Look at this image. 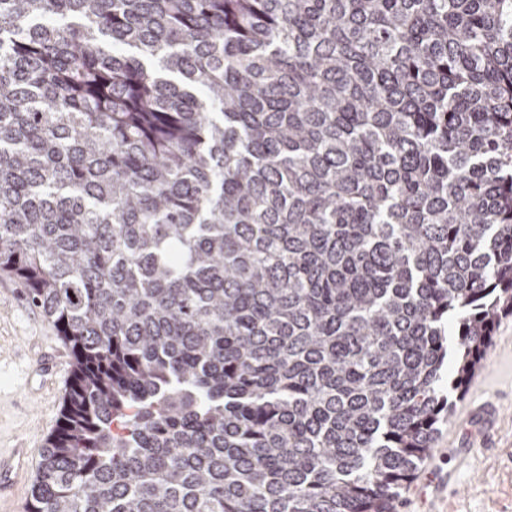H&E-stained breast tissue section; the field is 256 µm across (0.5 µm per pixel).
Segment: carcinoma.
I'll use <instances>...</instances> for the list:
<instances>
[{
    "mask_svg": "<svg viewBox=\"0 0 512 512\" xmlns=\"http://www.w3.org/2000/svg\"><path fill=\"white\" fill-rule=\"evenodd\" d=\"M0 272L27 512H396L512 313V0H0ZM35 310L21 282L0 273V501L19 493L22 498L31 490L33 475L48 448L43 440L41 448H33L28 441L17 443L28 440L42 423H48L45 439L56 429L73 371L69 347L54 324ZM58 356L69 362L55 360L52 373L62 380L71 375L66 383L58 382L59 399L53 406V385L40 390L39 380L28 378L27 372L42 358ZM9 508L11 500H3L0 512Z\"/></svg>",
    "mask_w": 512,
    "mask_h": 512,
    "instance_id": "1",
    "label": "carcinoma"
}]
</instances>
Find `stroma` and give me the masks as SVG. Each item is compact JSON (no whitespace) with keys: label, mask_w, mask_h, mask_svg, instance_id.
Wrapping results in <instances>:
<instances>
[{"label":"stroma","mask_w":512,"mask_h":512,"mask_svg":"<svg viewBox=\"0 0 512 512\" xmlns=\"http://www.w3.org/2000/svg\"><path fill=\"white\" fill-rule=\"evenodd\" d=\"M70 355L54 324L29 303L21 282L0 273V448L29 439L41 426L56 429L60 408L53 392L68 385L43 389L28 373L41 359ZM487 398L499 410L495 423L480 427L464 418L463 402ZM449 418L404 488L398 512H512V316L496 323L481 365L453 400ZM452 427L470 450L468 467L453 480Z\"/></svg>","instance_id":"35a3bbf8"}]
</instances>
